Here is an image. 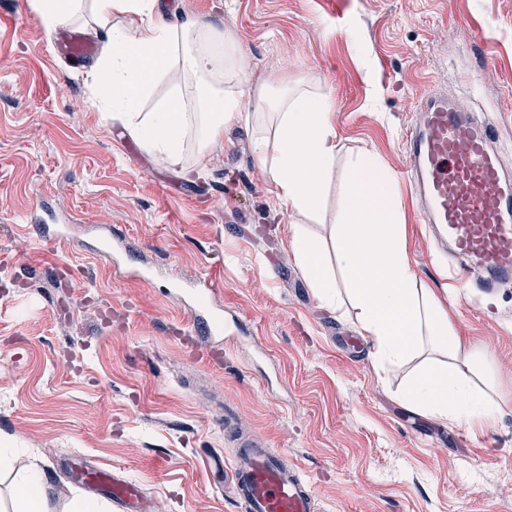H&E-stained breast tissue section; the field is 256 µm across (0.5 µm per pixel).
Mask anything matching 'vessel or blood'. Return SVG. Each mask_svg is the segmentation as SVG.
I'll return each mask as SVG.
<instances>
[{
  "instance_id": "b4317fda",
  "label": "vessel or blood",
  "mask_w": 512,
  "mask_h": 512,
  "mask_svg": "<svg viewBox=\"0 0 512 512\" xmlns=\"http://www.w3.org/2000/svg\"><path fill=\"white\" fill-rule=\"evenodd\" d=\"M55 56L83 63L97 54V45L79 28L58 30ZM420 115L406 137L403 171L424 223L434 229L448 252L453 279L469 270L483 273L485 293L512 282V173L493 146L491 127L448 96L424 93ZM212 279L194 281L186 295L195 302V328L223 349L227 328L212 304ZM75 477L90 490L109 496L119 512H144L139 487L119 469L85 468ZM230 484L246 512H319L320 506L301 472L283 456L255 441L242 439L230 470Z\"/></svg>"
}]
</instances>
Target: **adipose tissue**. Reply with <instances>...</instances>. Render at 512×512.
I'll return each mask as SVG.
<instances>
[{
	"label": "adipose tissue",
	"instance_id": "ef3b65f1",
	"mask_svg": "<svg viewBox=\"0 0 512 512\" xmlns=\"http://www.w3.org/2000/svg\"><path fill=\"white\" fill-rule=\"evenodd\" d=\"M32 6L47 28L92 13L106 33L100 59L89 72L101 106L111 107L147 152L163 155L172 166L183 164L187 138L206 151L223 138L225 127L262 107V97L247 86L240 67L243 48L230 30L191 17L170 20L158 0H33ZM126 15L138 17V24H113V17ZM177 68L188 89L175 88ZM164 82L173 84V91L155 111H140L141 100ZM333 107L330 94L300 85L281 88L270 108L272 138L254 141L278 201L292 214L313 217L322 208L339 152ZM390 182L373 153L359 155L342 201L335 264H328L317 240L301 226L292 234L294 258L322 306L338 310L348 303L356 309L379 368L420 358L399 395L403 404L468 427L493 422L512 403V391L500 389L484 353L464 351L447 308L419 280L408 253L402 206ZM337 269L346 278L341 289L333 276ZM13 490L18 512H51L49 487L38 469L19 473Z\"/></svg>",
	"mask_w": 512,
	"mask_h": 512
}]
</instances>
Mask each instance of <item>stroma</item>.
<instances>
[{
    "instance_id": "1",
    "label": "stroma",
    "mask_w": 512,
    "mask_h": 512,
    "mask_svg": "<svg viewBox=\"0 0 512 512\" xmlns=\"http://www.w3.org/2000/svg\"><path fill=\"white\" fill-rule=\"evenodd\" d=\"M240 41L255 89L305 82L331 92L340 151L317 219L280 210L253 151L257 120L225 129L185 168L146 154L101 112L87 78L54 60L30 0H0V512L15 472L40 469L51 505L93 491L73 458L118 468L148 512H244L225 482L242 432L312 481L321 512H512V407L483 428L421 415L399 392L419 365L380 370L351 305L318 302L292 249L293 225L331 248L350 162L390 171L426 90L475 107L512 171V0H164ZM419 279L465 346L512 389V283L480 297L479 274L449 283L446 255L393 181ZM67 239L41 246L37 207ZM120 234L114 274L86 250ZM209 274L239 331L222 369L189 359L177 334L190 301L172 276Z\"/></svg>"
}]
</instances>
